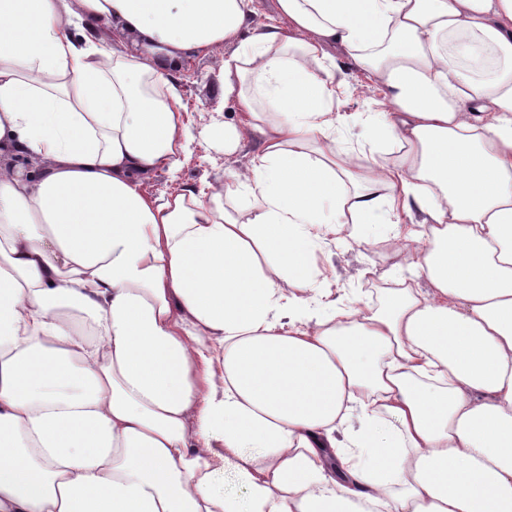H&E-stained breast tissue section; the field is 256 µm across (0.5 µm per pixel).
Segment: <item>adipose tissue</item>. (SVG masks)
Returning <instances> with one entry per match:
<instances>
[{"instance_id":"1","label":"adipose tissue","mask_w":512,"mask_h":512,"mask_svg":"<svg viewBox=\"0 0 512 512\" xmlns=\"http://www.w3.org/2000/svg\"><path fill=\"white\" fill-rule=\"evenodd\" d=\"M275 9L0 0V512H512V0ZM223 46L224 151L259 153L147 195L178 62ZM334 47L388 163L336 144ZM374 234L430 293L314 300L320 245Z\"/></svg>"}]
</instances>
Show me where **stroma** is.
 Masks as SVG:
<instances>
[{
	"mask_svg": "<svg viewBox=\"0 0 512 512\" xmlns=\"http://www.w3.org/2000/svg\"><path fill=\"white\" fill-rule=\"evenodd\" d=\"M337 76L344 85L333 109L339 113H367L377 96L375 89L362 85L363 75L349 66L342 49L330 51ZM217 55L196 56L182 61L175 77L181 99L188 107L191 121L184 134L191 141L189 152L177 176L160 171L145 183L146 190L159 197L180 185L203 187L223 177L225 167L242 170L248 167L260 150L258 140H247L232 157L224 155L223 124L233 115L224 104ZM394 243L388 236H379L367 243L330 241L317 252L320 275L317 287L330 289L342 305L371 304L380 306L385 300V285L407 284L427 291V280L414 268L392 270L390 255Z\"/></svg>",
	"mask_w": 512,
	"mask_h": 512,
	"instance_id": "obj_1",
	"label": "stroma"
}]
</instances>
